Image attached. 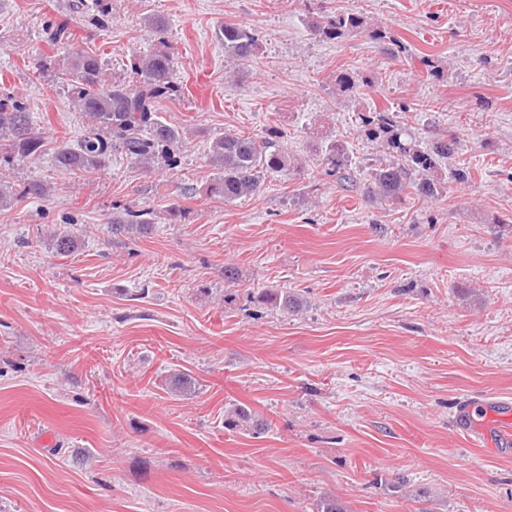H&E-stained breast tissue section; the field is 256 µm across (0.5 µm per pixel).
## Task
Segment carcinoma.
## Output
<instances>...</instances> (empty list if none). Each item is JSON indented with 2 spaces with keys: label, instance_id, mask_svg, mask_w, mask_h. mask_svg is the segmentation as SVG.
Wrapping results in <instances>:
<instances>
[{
  "label": "carcinoma",
  "instance_id": "obj_1",
  "mask_svg": "<svg viewBox=\"0 0 512 512\" xmlns=\"http://www.w3.org/2000/svg\"><path fill=\"white\" fill-rule=\"evenodd\" d=\"M75 9L95 26L104 27L112 20V0H77ZM310 25L324 40H341L360 33L365 20L358 14L323 11L312 17ZM42 32L53 47L70 41L65 23L45 21ZM217 38L224 45L227 62L239 69L258 58V37L248 28L225 23L218 28ZM129 66L136 79L112 80L95 53L81 51L68 57L62 75L76 110L87 118V127L77 146L66 142L58 145L54 161L59 169L78 177L95 175L107 168L115 151L145 167L156 163L178 166L187 132L163 120L158 112L161 100L181 92L176 58L165 49L149 50L130 55ZM336 82L341 92L353 96H362L371 88L368 79L348 72L338 76ZM358 119L365 135L380 142L390 154L389 162L360 170L351 166L344 145L332 141L321 148L319 174L370 201L396 204L410 195L431 198L444 192L432 172L438 159L455 152L456 138L443 136L423 147L406 139V128L396 114L375 106L359 113ZM43 143L26 105L10 93L4 94L0 99V207L13 198L3 172L40 153ZM207 156L213 174L201 193L226 202L255 194L268 175L302 171V166L288 155L281 133L273 128L260 136L217 134L210 138ZM156 224L154 211L127 205L112 207L108 220L109 232L118 242L146 238L153 234ZM49 249L57 257H68L77 251L78 240L69 231H57L51 235ZM249 298L256 307L271 306L287 314L304 307L299 294L284 288H259L251 291ZM169 384L173 392L185 395L195 389L193 379L183 373L173 374ZM268 428V420L245 404L232 403L224 410V429L228 431L258 435ZM316 512L350 510L342 499L327 496L316 504Z\"/></svg>",
  "mask_w": 512,
  "mask_h": 512
}]
</instances>
